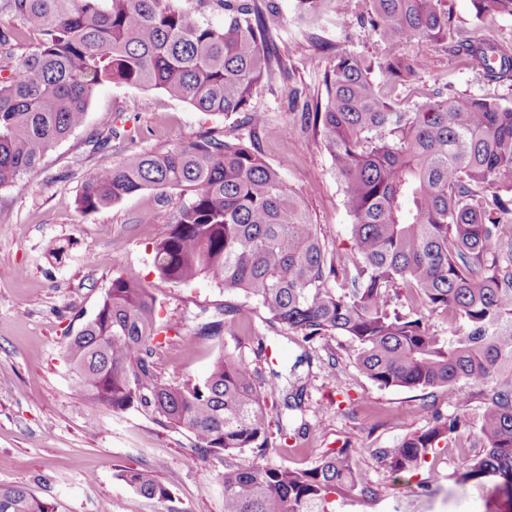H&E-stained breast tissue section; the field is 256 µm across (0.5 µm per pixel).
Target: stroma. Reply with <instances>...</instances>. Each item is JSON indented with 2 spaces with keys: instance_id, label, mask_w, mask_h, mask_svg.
Here are the masks:
<instances>
[{
  "instance_id": "obj_1",
  "label": "stroma",
  "mask_w": 512,
  "mask_h": 512,
  "mask_svg": "<svg viewBox=\"0 0 512 512\" xmlns=\"http://www.w3.org/2000/svg\"><path fill=\"white\" fill-rule=\"evenodd\" d=\"M276 2L275 73L251 101L268 118L259 134L260 150L318 224L330 253L344 258L352 251V217L331 157L303 117L306 105L325 100L324 78L337 52L374 59L426 56L427 68L394 93L404 109L435 94L451 100L484 96L508 106L512 81H485L450 48L475 37L512 50V16L480 19L470 0H442L447 42L385 45L362 23L369 0H344L339 15L323 4L311 11L299 0ZM210 128L242 136L249 131L240 112L206 113L158 89L104 83L93 93L85 126L36 169L0 188V484L27 486L38 496L59 500L65 512H100L105 506L110 512H224V488L215 479L222 465L195 458L187 433L134 409H89L74 385L65 347L95 315L113 274L120 273L146 284L157 300L164 332L155 361L170 383L203 378L222 353L257 366L263 377L277 371L305 381L301 409L288 414V440L274 439L263 461L306 467L326 449H357L379 498L340 501L336 512H486L485 487L461 489L451 479L469 448L452 444L439 452L434 466L397 480L372 454L427 428L431 411L453 413L447 392H437L426 411L419 392L379 387L354 365L356 345L344 336L311 343L310 362L297 364L304 349L271 327L255 301L207 279L176 285L157 275L153 242L167 230L178 191L162 198L143 190L95 212L78 209L81 189L98 166L120 163L133 150L169 147ZM106 132L112 135L109 148L96 151L92 137ZM148 210L155 223H140ZM52 240L66 244L61 258L48 254ZM213 320L223 321L222 335L187 346V337ZM334 354L339 364L332 369L328 361ZM305 425L309 435L298 436ZM138 465L154 471L170 498H144L118 479L120 469ZM206 476L212 482L204 494L200 484Z\"/></svg>"
}]
</instances>
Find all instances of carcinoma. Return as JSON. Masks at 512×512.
I'll return each mask as SVG.
<instances>
[{
	"instance_id": "1",
	"label": "carcinoma",
	"mask_w": 512,
	"mask_h": 512,
	"mask_svg": "<svg viewBox=\"0 0 512 512\" xmlns=\"http://www.w3.org/2000/svg\"><path fill=\"white\" fill-rule=\"evenodd\" d=\"M379 42L448 39L441 0H369ZM0 0L16 25L0 26V188L35 168L86 121L97 85L161 89L202 112L250 107L273 74L275 0ZM476 16H512V0H471ZM224 14V25L204 19ZM35 37L34 50L17 54ZM451 52L489 82L512 80V54L479 39ZM422 56L374 63L350 52L324 78L312 112L353 217L351 257L328 258L280 174L263 158L266 113H248L249 138L210 131L166 150L134 151L104 164L78 198L84 213L153 189L179 191L168 230L154 242L160 278H209L255 301L273 326L311 343L346 336L354 363L384 388L459 395L456 412H433L429 427L375 457L391 475L415 473L439 443L475 434L480 448L453 474L512 506V107L484 97L427 98L400 109L370 78L395 88L426 67ZM413 299L414 312L398 302ZM455 324L441 336L426 314ZM161 333L149 288L118 273L93 319L68 342L74 384L91 409H136L187 432L191 452L224 463V512H335L336 499L377 491L348 446L311 467L242 463L265 455L271 410L299 409L304 385L287 389L242 360L220 354L199 381L170 383L154 361ZM476 402V422L466 407ZM148 499L169 489L148 468L119 470ZM0 512H63L22 485L0 484Z\"/></svg>"
}]
</instances>
